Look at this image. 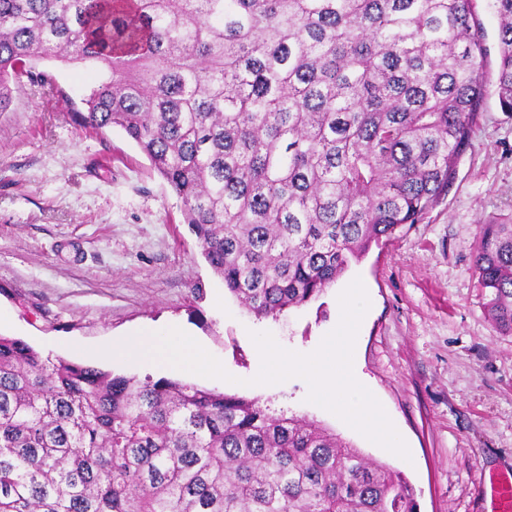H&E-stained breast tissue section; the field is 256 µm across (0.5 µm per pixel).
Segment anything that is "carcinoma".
Masks as SVG:
<instances>
[{
    "label": "carcinoma",
    "mask_w": 512,
    "mask_h": 512,
    "mask_svg": "<svg viewBox=\"0 0 512 512\" xmlns=\"http://www.w3.org/2000/svg\"><path fill=\"white\" fill-rule=\"evenodd\" d=\"M476 0H0V112L34 62L109 76L77 126L116 125L183 203L256 318L318 298L448 191L484 99ZM497 85L512 113V0ZM484 310L512 335V217L481 224ZM0 512H416L322 424L0 336Z\"/></svg>",
    "instance_id": "obj_1"
}]
</instances>
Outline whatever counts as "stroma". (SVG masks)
<instances>
[{"mask_svg": "<svg viewBox=\"0 0 512 512\" xmlns=\"http://www.w3.org/2000/svg\"><path fill=\"white\" fill-rule=\"evenodd\" d=\"M476 11L490 50L481 117L448 191L417 224L372 245L318 299L256 319L224 289L183 220L181 199L120 127L79 129L67 108L101 78L42 62L57 93L24 83L0 112V335L42 355L138 379L174 376L101 358L135 328L176 322L233 382L179 372L201 388L255 398L275 415L316 420L411 485L417 512H481L480 472H512V336L487 318L473 266L480 224L512 213V114L497 95V22ZM362 279L371 306L358 331L360 373L406 441L410 462L309 403L291 378L243 386L249 337L313 348L336 326V300Z\"/></svg>", "mask_w": 512, "mask_h": 512, "instance_id": "stroma-1", "label": "stroma"}]
</instances>
